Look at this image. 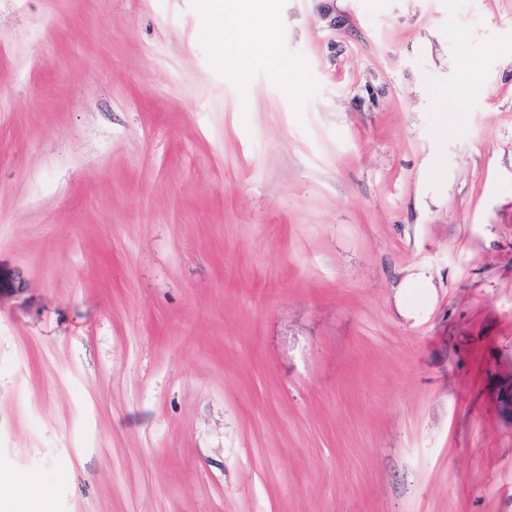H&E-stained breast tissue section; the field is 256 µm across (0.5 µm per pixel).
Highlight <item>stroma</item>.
Returning <instances> with one entry per match:
<instances>
[{
  "mask_svg": "<svg viewBox=\"0 0 512 512\" xmlns=\"http://www.w3.org/2000/svg\"><path fill=\"white\" fill-rule=\"evenodd\" d=\"M248 29L0 0V459L52 512H512V0Z\"/></svg>",
  "mask_w": 512,
  "mask_h": 512,
  "instance_id": "1",
  "label": "stroma"
}]
</instances>
